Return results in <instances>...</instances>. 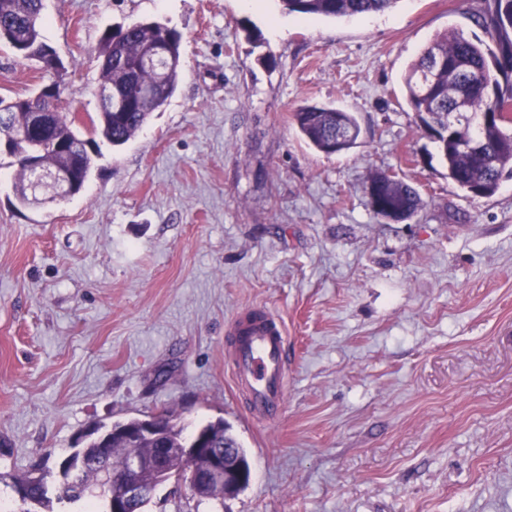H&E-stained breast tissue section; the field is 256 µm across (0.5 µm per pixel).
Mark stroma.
Segmentation results:
<instances>
[{"label": "stroma", "mask_w": 512, "mask_h": 512, "mask_svg": "<svg viewBox=\"0 0 512 512\" xmlns=\"http://www.w3.org/2000/svg\"><path fill=\"white\" fill-rule=\"evenodd\" d=\"M482 6L330 19L279 0H44L83 132L106 29L162 23L183 65L68 200L20 204L0 154V512H25L14 483H53L90 426L164 408L229 424L251 480L217 509L167 482L145 512H512V179L462 191L403 82L437 33L477 35ZM43 82L0 45V97ZM309 104L354 113L357 146H309L292 118ZM380 171L418 190L411 219L374 214ZM263 308L289 354L268 425L227 368L230 321Z\"/></svg>", "instance_id": "stroma-1"}]
</instances>
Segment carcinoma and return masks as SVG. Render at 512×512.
I'll list each match as a JSON object with an SVG mask.
<instances>
[{
  "label": "carcinoma",
  "mask_w": 512,
  "mask_h": 512,
  "mask_svg": "<svg viewBox=\"0 0 512 512\" xmlns=\"http://www.w3.org/2000/svg\"><path fill=\"white\" fill-rule=\"evenodd\" d=\"M289 14L321 16L331 19L383 12L394 7L398 0H280ZM485 6L471 14L470 19L485 38L466 37L463 31L451 27L437 34L422 49L404 76L407 101L418 114L424 127L436 143L440 159L447 165L448 178L461 190L472 195L480 191L489 196L498 189L500 181L512 178V0H484ZM43 0H0V43L12 48L23 59L39 66L46 86L54 90L57 99L66 96L67 88L60 79L61 69L50 65L49 56L55 50L42 35ZM165 50L160 68L143 65L144 57L156 45ZM181 38L174 30L158 22H133L119 25L112 37H102L99 46L100 81L98 96L100 111L92 121V133L112 147L126 144L146 124L150 115L161 110L175 92L182 70ZM504 60L500 72L492 64ZM433 69L426 86L420 83V73ZM112 90L107 97L106 90ZM502 113L500 121H491L475 130L448 132L446 120L450 112ZM76 113L57 110L48 117L44 132H35L27 140L14 143L10 155L19 170L16 185L17 199L29 201L28 179L24 166L26 155L39 153L49 166H64L72 162L80 184H85L99 150H84L86 139L76 125ZM300 133L315 149L327 155L350 150L357 144L360 126L355 115L335 107L308 105L293 113ZM343 135L337 141V135ZM59 140L73 147L66 156L55 150L43 151L42 143ZM371 190L386 204L403 211L409 218L419 206L415 187L387 172L370 179ZM137 423L130 418L110 426H102L110 434L108 451L99 455L97 435L87 439L85 455L91 461L82 479V492L75 495L64 490L49 494L40 479H27L29 501L48 506L52 500L78 501L94 490L117 491L112 478L124 473L130 456L148 457L169 453L168 477H183L189 464L177 449L190 445L170 411L161 412V436L128 442V429ZM210 437V447L222 451L234 447L247 459L246 453L230 428L219 419L199 427Z\"/></svg>",
  "instance_id": "obj_1"
}]
</instances>
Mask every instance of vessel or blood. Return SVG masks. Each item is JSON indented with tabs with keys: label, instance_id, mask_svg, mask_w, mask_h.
Segmentation results:
<instances>
[{
	"label": "vessel or blood",
	"instance_id": "obj_1",
	"mask_svg": "<svg viewBox=\"0 0 512 512\" xmlns=\"http://www.w3.org/2000/svg\"><path fill=\"white\" fill-rule=\"evenodd\" d=\"M235 342L229 354L233 383L244 394L254 418L276 419L288 387L287 336L280 318L269 310L260 317L240 314L230 322Z\"/></svg>",
	"mask_w": 512,
	"mask_h": 512
}]
</instances>
